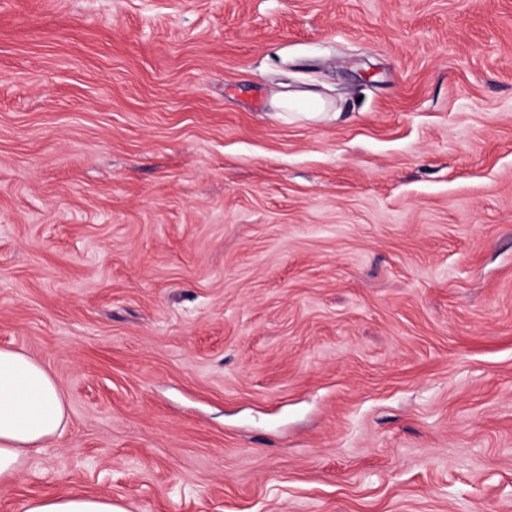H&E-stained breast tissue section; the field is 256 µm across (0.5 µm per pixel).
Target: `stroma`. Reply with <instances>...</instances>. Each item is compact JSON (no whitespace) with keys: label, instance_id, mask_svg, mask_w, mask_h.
<instances>
[{"label":"stroma","instance_id":"stroma-1","mask_svg":"<svg viewBox=\"0 0 512 512\" xmlns=\"http://www.w3.org/2000/svg\"><path fill=\"white\" fill-rule=\"evenodd\" d=\"M0 347V512H512V0H0ZM273 104L276 108L288 112H303L309 117L319 114L325 108V102L309 92L288 90L274 95ZM67 424L52 375L27 354L0 348V488L10 487L30 455L48 448ZM24 512H125L112 503L111 496L89 495L70 490L58 495L29 499Z\"/></svg>","mask_w":512,"mask_h":512}]
</instances>
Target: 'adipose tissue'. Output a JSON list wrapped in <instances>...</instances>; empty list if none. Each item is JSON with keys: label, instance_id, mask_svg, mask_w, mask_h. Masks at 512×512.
<instances>
[{"label": "adipose tissue", "instance_id": "1", "mask_svg": "<svg viewBox=\"0 0 512 512\" xmlns=\"http://www.w3.org/2000/svg\"><path fill=\"white\" fill-rule=\"evenodd\" d=\"M65 399L52 375L34 358L0 348V488L10 487L31 454L66 430ZM24 512H124L111 497L70 490L29 499Z\"/></svg>", "mask_w": 512, "mask_h": 512}]
</instances>
